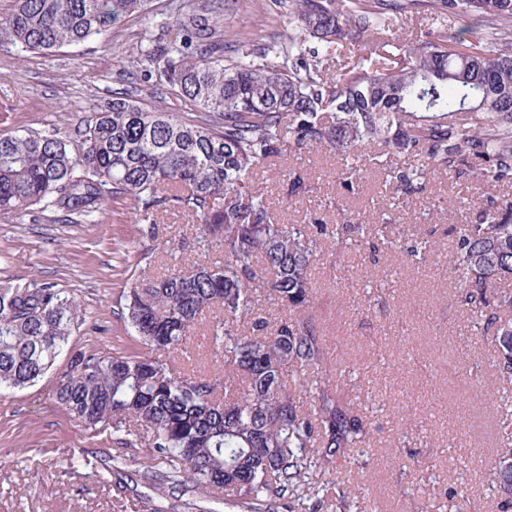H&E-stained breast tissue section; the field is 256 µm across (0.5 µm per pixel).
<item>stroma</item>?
<instances>
[{
    "label": "stroma",
    "instance_id": "stroma-1",
    "mask_svg": "<svg viewBox=\"0 0 512 512\" xmlns=\"http://www.w3.org/2000/svg\"><path fill=\"white\" fill-rule=\"evenodd\" d=\"M280 24L271 0H233L223 21L225 31L257 37ZM146 29L134 16L103 37L53 52L0 46V134L64 127L72 113L92 111L113 90L143 83V72L125 57ZM288 162L310 172L309 200L325 204L327 223L383 202L406 241L426 238L436 255L417 268L367 244L337 249L312 270L308 318L330 348L326 368L351 372L339 391L365 409L372 428L370 447L347 451L337 463L357 488L351 512H448L459 500L471 512H501V492L487 474L512 458V384L499 381L492 334L459 303L447 261L448 226L476 222L483 184L435 172L425 193L400 197L386 170L364 159L363 189L349 196L328 153ZM448 196L467 201L453 217L433 205ZM143 231L126 217L78 224L53 211L37 223L0 217V280L45 279L73 293L88 317L72 337L75 347L135 350L112 305L140 272ZM55 384L49 372L0 395V512H237L220 494L157 492L136 475L150 448L114 444L108 425L82 427L56 403ZM106 457L123 469L122 480L105 472Z\"/></svg>",
    "mask_w": 512,
    "mask_h": 512
}]
</instances>
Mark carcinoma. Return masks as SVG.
I'll return each mask as SVG.
<instances>
[{
  "mask_svg": "<svg viewBox=\"0 0 512 512\" xmlns=\"http://www.w3.org/2000/svg\"><path fill=\"white\" fill-rule=\"evenodd\" d=\"M0 17V45L46 53L102 37L149 0H12ZM226 0H172L152 18L134 52L148 84L112 93L67 129L0 136V215L62 211L94 222L107 205L136 223L156 224L172 208L187 213L219 252L190 270L141 271L119 293L113 316L140 348L76 349L86 314L54 282L0 283V392L35 383L69 355L56 399L85 427L112 424L123 448L148 437L161 485L214 490L242 512H351L355 494L312 476L336 468L349 448L369 444L370 423L319 374L322 337L294 318L313 296L311 267L322 239L401 249L420 265L431 244L407 245L383 207L353 224H279L266 188L267 164L327 148L349 193L361 187L359 153L376 165L401 155L423 164L389 170L395 191H425L427 170L472 176L488 187L512 180V0H274L284 26L262 44L224 33ZM425 6L461 29H440L388 50L381 37ZM351 49L348 66L329 60ZM166 88L190 102L193 119L141 102ZM486 162L479 168L477 163ZM285 200L303 204L309 177L281 174ZM448 267L461 302L493 328L498 375L512 380V203L491 193L474 224H456ZM167 244L138 252L151 266ZM213 318L210 343L222 368H179L156 351L191 352L199 318ZM312 393L304 406L302 392ZM512 495V459L489 473Z\"/></svg>",
  "mask_w": 512,
  "mask_h": 512,
  "instance_id": "1",
  "label": "carcinoma"
}]
</instances>
